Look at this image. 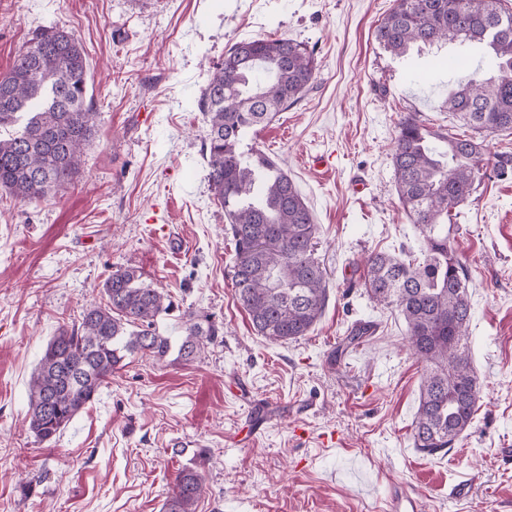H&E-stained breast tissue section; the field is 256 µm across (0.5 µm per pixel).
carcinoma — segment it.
<instances>
[{"label": "carcinoma", "mask_w": 512, "mask_h": 512, "mask_svg": "<svg viewBox=\"0 0 512 512\" xmlns=\"http://www.w3.org/2000/svg\"><path fill=\"white\" fill-rule=\"evenodd\" d=\"M375 38L402 59L440 44L479 48L485 59L445 99L472 136L433 129L414 115L399 123L394 179L424 260L373 252L362 276L369 299L402 318L423 364L414 446L434 455L465 435L480 399L468 349V276L448 224L488 177L483 137L512 132V12L501 0H393ZM316 70L314 50L295 39L236 42L198 100L208 183L234 243V295L257 333L275 343L308 335L323 314L328 284L304 198L285 171L267 176L276 163L242 142L301 100ZM87 77L84 47L56 28L32 37L0 75V129L28 113L20 130L0 136V189L39 202L79 175L101 116L87 101ZM99 294L78 323L58 329L31 377L28 429L40 443L53 441L92 403L126 358L161 361L175 350L193 361L223 335L211 315L193 311L185 313L181 335H163L159 323L173 301L133 267L111 271ZM204 493L200 468H185L162 512H197Z\"/></svg>", "instance_id": "cac0c4a2"}]
</instances>
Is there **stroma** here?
<instances>
[{"mask_svg":"<svg viewBox=\"0 0 512 512\" xmlns=\"http://www.w3.org/2000/svg\"><path fill=\"white\" fill-rule=\"evenodd\" d=\"M391 0H0V72L44 27L72 32L101 112L74 183L39 203L0 190V512H161L177 473L203 461L197 512H512V177L485 180L449 230L471 294L469 351L483 383L448 452L414 446L423 369L398 314L358 281L374 251L418 248L395 188L401 119L444 106L461 52L401 63L375 39ZM288 36L314 47L313 88L244 148L291 177L318 226L328 300L304 337L272 343L234 298L224 211L206 179L198 99L232 44ZM327 160L325 170L315 159ZM141 270L178 312L224 334L191 362L127 359L49 443L27 429L29 383L60 326L115 267ZM370 324L341 349L352 327Z\"/></svg>","mask_w":512,"mask_h":512,"instance_id":"1","label":"stroma"}]
</instances>
